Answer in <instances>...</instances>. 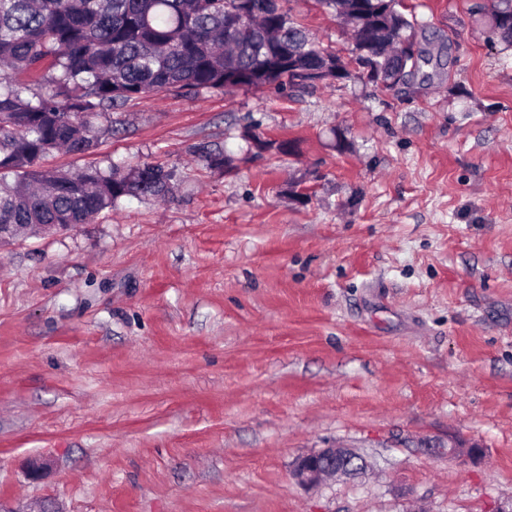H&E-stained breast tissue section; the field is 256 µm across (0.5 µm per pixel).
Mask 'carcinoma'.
<instances>
[{
	"mask_svg": "<svg viewBox=\"0 0 512 512\" xmlns=\"http://www.w3.org/2000/svg\"><path fill=\"white\" fill-rule=\"evenodd\" d=\"M235 0H0V224H87L125 196L162 197L175 173L146 163L72 175L40 168L59 149L93 152L112 132V113L160 92L231 91L268 79L296 85L320 52L282 0H244L251 21L229 25ZM477 14L512 48V0ZM369 17L387 12L393 54L405 77L419 58L414 23L385 0H361ZM342 78L365 82L355 48L337 54ZM20 74L40 80L25 83Z\"/></svg>",
	"mask_w": 512,
	"mask_h": 512,
	"instance_id": "obj_1",
	"label": "carcinoma"
}]
</instances>
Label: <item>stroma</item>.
I'll list each match as a JSON object with an SVG mask.
<instances>
[{
	"label": "stroma",
	"mask_w": 512,
	"mask_h": 512,
	"mask_svg": "<svg viewBox=\"0 0 512 512\" xmlns=\"http://www.w3.org/2000/svg\"><path fill=\"white\" fill-rule=\"evenodd\" d=\"M404 2L440 59L408 84L159 93L93 155L45 159L176 178L0 247V512L512 499V49L475 23L482 0ZM290 6L321 48H349L331 12ZM451 438L482 457L449 459ZM330 443L366 470L305 488L294 460Z\"/></svg>",
	"instance_id": "stroma-1"
}]
</instances>
